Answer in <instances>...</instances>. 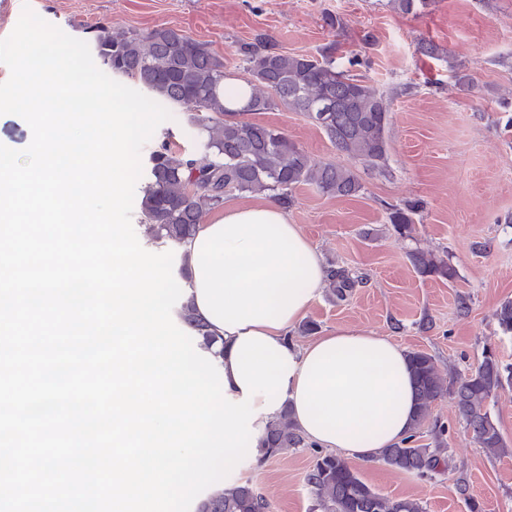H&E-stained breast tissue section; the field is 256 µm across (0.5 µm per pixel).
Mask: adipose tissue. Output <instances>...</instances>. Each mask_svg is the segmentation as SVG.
Masks as SVG:
<instances>
[{
	"mask_svg": "<svg viewBox=\"0 0 512 512\" xmlns=\"http://www.w3.org/2000/svg\"><path fill=\"white\" fill-rule=\"evenodd\" d=\"M185 299L224 340L228 392L243 334L259 333L294 362L283 400L307 439L369 458L410 433L413 393L408 354L388 337L339 327L300 346L287 334L306 316L327 272L312 242L270 202L229 205L185 240Z\"/></svg>",
	"mask_w": 512,
	"mask_h": 512,
	"instance_id": "ef3b65f1",
	"label": "adipose tissue"
}]
</instances>
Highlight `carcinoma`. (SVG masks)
Wrapping results in <instances>:
<instances>
[{
    "label": "carcinoma",
    "mask_w": 512,
    "mask_h": 512,
    "mask_svg": "<svg viewBox=\"0 0 512 512\" xmlns=\"http://www.w3.org/2000/svg\"><path fill=\"white\" fill-rule=\"evenodd\" d=\"M93 47L102 65L116 77L134 80L153 98L188 114L203 136L204 157L175 152L167 145L149 159L140 209L148 235L178 244L194 235L206 211L237 193L269 194L280 206L292 202V189L301 184L336 197L358 195L357 174L333 162H315L281 130L249 118L282 106L304 115L342 154L379 168L387 159V99L371 86L336 69L332 59H317L279 51L266 38L249 51L250 88L240 109L224 104V61L203 43L165 26L147 33H115L104 24L94 28ZM416 208H395L389 214L394 230L411 237ZM410 260L422 276L448 281L456 270L443 258L416 250ZM178 318L205 343L213 340L192 307L181 306ZM499 328L512 334V300L496 312ZM416 408L412 430L428 420L432 404L448 395L467 430L483 448L505 451L506 444L484 402L512 388V366L485 353L480 365L465 376L443 375L431 355L409 353ZM411 438L381 449L374 460L395 470L426 477L447 466L442 448L410 445ZM306 438L288 410L268 424L261 440L262 462L288 448H303ZM305 483L321 512H423L410 498L384 496L360 472L332 453L316 456ZM196 512H270V503L249 483L212 491Z\"/></svg>",
    "instance_id": "obj_1"
}]
</instances>
